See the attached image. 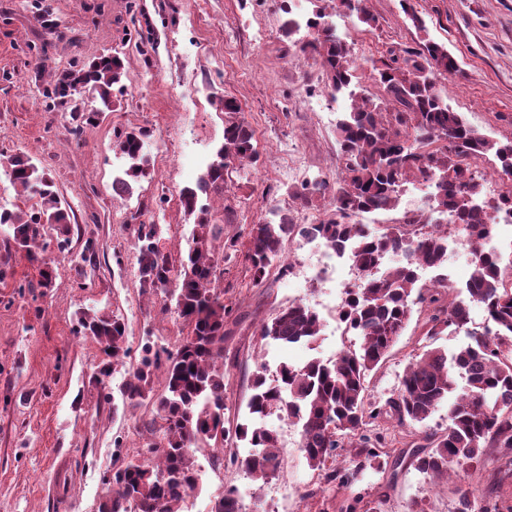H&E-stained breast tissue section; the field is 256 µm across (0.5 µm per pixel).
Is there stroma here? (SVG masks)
I'll return each mask as SVG.
<instances>
[{
    "label": "stroma",
    "mask_w": 512,
    "mask_h": 512,
    "mask_svg": "<svg viewBox=\"0 0 512 512\" xmlns=\"http://www.w3.org/2000/svg\"><path fill=\"white\" fill-rule=\"evenodd\" d=\"M374 26L336 11L332 19L352 48L361 88L382 91L372 81L374 64L405 58L422 38L447 46L459 70L444 82L448 105L489 139L512 141V0H366ZM283 0H0V154H30L54 181L69 206L72 223L89 226L100 241L101 272L93 287H78L68 254H55L56 285L47 295L18 292L37 281L39 267L25 253H11V278L0 283V512H98L103 479L123 460L145 450L140 432L150 419L144 405L111 407L100 399L95 378L101 355L78 333L76 315L85 309L121 314L128 326L129 355L108 380L118 391L138 363L144 342L175 348L185 333L174 308L142 293L137 276L133 228L136 221L161 227L172 255L187 248L194 219L181 203L224 143L226 116L221 97L235 98L255 133L259 161L224 173L223 196L200 197L211 221L226 235L247 236L271 209L287 208L289 189L311 176L338 175L333 100L316 56L284 37ZM425 23L418 33L407 17ZM264 39H254L256 30ZM125 55L126 76L115 92L118 105L99 125L74 137L69 108L46 101L47 76L40 64L65 69L110 49ZM136 128L165 141L168 150L150 155L149 173L132 196H112V181L127 166L117 151V133ZM298 171H279L287 160ZM293 270L271 268L260 283L245 274L237 257L224 266V302L238 324L224 346V394L229 418L246 417L251 378L259 365L275 371L280 362L300 365L312 358L334 360L351 339L337 329L342 290L313 284L309 265L318 250L307 241L286 243ZM472 252L460 249L441 268L424 269L421 286H448L446 300L462 298ZM301 302L316 309L322 329L315 342L283 346L260 339V328L282 307ZM426 314H414L380 366L367 379L370 401L395 395L409 365L430 348L451 352L465 331L427 337ZM278 432L280 464L266 479L232 465L245 444L223 450L196 449V488L183 512H210L226 487H237L241 512H456L455 489L466 484L478 507L496 502L512 512V476L507 454L485 449L478 465L458 477L435 478L416 469L412 457L377 473L363 471L354 482L326 483L328 470L349 468L353 449H339L325 470L311 469L299 448L297 426L268 417ZM448 408L424 423H398L383 416L370 424L389 448L421 444L428 432H443Z\"/></svg>",
    "instance_id": "1"
}]
</instances>
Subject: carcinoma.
Instances as JSON below:
<instances>
[{"mask_svg": "<svg viewBox=\"0 0 512 512\" xmlns=\"http://www.w3.org/2000/svg\"><path fill=\"white\" fill-rule=\"evenodd\" d=\"M340 8L366 26L376 24L366 0H340ZM303 28L308 36L303 48L318 56L331 96L344 99L336 121L342 161L339 181L332 208L318 223L295 224L277 211L278 220L251 225L247 271L255 282L262 281L277 260L282 262V271H287L282 257L287 239L317 236L333 249L348 248L364 282L349 289L340 317L345 332L357 336V342L341 350L332 362L313 359L302 366L282 362L271 380L262 371L254 374L247 404L250 418L226 424L224 342L231 333L227 326L232 309L224 305V293L217 287L224 280L221 264L237 256L238 238L228 237L216 245L224 225L211 223L208 210L197 207V200L201 194L224 193L225 163L252 166L258 152L253 129L236 118V101L220 99L224 112L231 115L224 126V145L196 185L181 192L185 210L197 214L187 251L175 259L170 252L156 249L158 224L135 228L142 292L159 294L173 303L188 332L173 350L144 346L139 364L119 388L123 403L132 407L146 403L155 409L153 417L142 424L148 457H133L116 468L106 480L99 512H181L185 497L198 482L196 448L243 442L249 452L233 457L232 463L256 479L267 478L280 456L277 433L265 425V419L273 415L300 427L299 448L313 469L326 467L336 449L345 447L343 438L356 439L353 467L327 473L329 484L348 483L368 467L380 469L400 461L398 456L390 459L384 437L365 433L370 421L390 414L401 424L407 420L422 423L444 402L448 403V430L425 434L424 448L412 451L419 471L446 476L478 463L486 448H512V285L505 284L500 261L474 251L465 284L468 300L448 303L437 289L418 285V268L447 263L448 236L440 225L422 213L407 212L383 233L357 222L364 213L395 209L404 185L422 182L432 185L433 210L451 216L471 236L486 232L490 212L512 213V186L501 190L491 205L478 202L486 178L472 170V164L492 153L501 168H512V141L486 138L445 103L441 81L457 70L445 45L425 37L421 49L403 64L393 58L373 66L372 79L384 92L379 98L351 89L350 44L336 34L329 15L317 10L304 22L289 18L283 33L290 38ZM125 75L124 56L111 51L81 69L55 72L43 84L42 94L64 105L72 90L82 89L86 99L73 115V134L79 135L85 127L97 125L112 108V88ZM145 139L146 132L140 129L118 137L116 148L131 164L112 181L114 195H131L133 184L146 175ZM7 170L11 184L38 201L26 211L0 210V224L12 228L5 248L22 250L43 265L40 280L28 287L51 288L53 270L35 241L53 231L58 249H68L69 212L47 173L31 156H8ZM328 189L326 180L317 175L289 196L306 207ZM76 232L81 247L74 266L79 287L87 288L100 269V243L92 231L78 228ZM405 248L412 249L410 262L381 276L372 274L387 252ZM414 293L430 312L429 336L465 328L470 302L484 305L488 325L482 331H466L469 342L450 354L441 348L425 351L406 370L396 396L377 406L368 399L366 378L406 327ZM78 321L83 334L110 358L99 371L102 385L128 355L127 324L116 313L93 311L80 312ZM320 331L319 314L304 303H293L262 325L260 339L310 343ZM159 370L164 381L158 392L154 385Z\"/></svg>", "mask_w": 512, "mask_h": 512, "instance_id": "obj_1", "label": "carcinoma"}]
</instances>
